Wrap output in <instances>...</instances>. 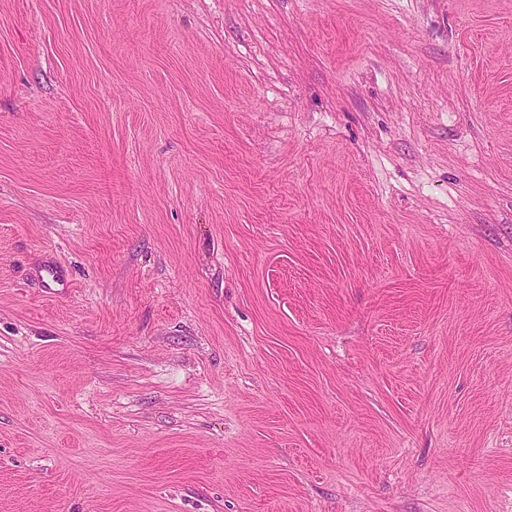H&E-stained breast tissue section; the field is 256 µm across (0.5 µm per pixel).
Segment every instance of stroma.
I'll return each mask as SVG.
<instances>
[{
	"instance_id": "obj_1",
	"label": "stroma",
	"mask_w": 512,
	"mask_h": 512,
	"mask_svg": "<svg viewBox=\"0 0 512 512\" xmlns=\"http://www.w3.org/2000/svg\"><path fill=\"white\" fill-rule=\"evenodd\" d=\"M0 512H512V0H0Z\"/></svg>"
}]
</instances>
